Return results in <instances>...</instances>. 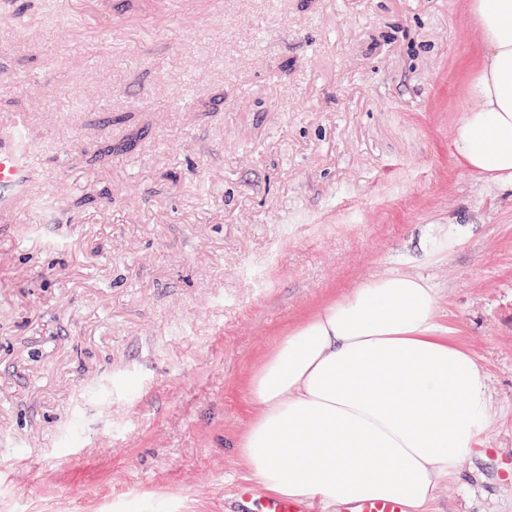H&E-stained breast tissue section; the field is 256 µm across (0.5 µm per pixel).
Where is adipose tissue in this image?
I'll use <instances>...</instances> for the list:
<instances>
[{
	"label": "adipose tissue",
	"mask_w": 512,
	"mask_h": 512,
	"mask_svg": "<svg viewBox=\"0 0 512 512\" xmlns=\"http://www.w3.org/2000/svg\"><path fill=\"white\" fill-rule=\"evenodd\" d=\"M480 39L452 155L512 188V0H467ZM422 276H376L312 312L244 379L256 405L235 442L272 495L329 506L366 495L428 512L495 415L483 366L437 319Z\"/></svg>",
	"instance_id": "ef3b65f1"
}]
</instances>
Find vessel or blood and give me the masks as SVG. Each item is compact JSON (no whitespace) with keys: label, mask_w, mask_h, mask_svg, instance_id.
<instances>
[{"label":"vessel or blood","mask_w":512,"mask_h":512,"mask_svg":"<svg viewBox=\"0 0 512 512\" xmlns=\"http://www.w3.org/2000/svg\"><path fill=\"white\" fill-rule=\"evenodd\" d=\"M26 113L11 112L0 116V223H12L18 206L38 175L35 156L25 145ZM354 512H404L397 500L361 498L353 501Z\"/></svg>","instance_id":"vessel-or-blood-1"}]
</instances>
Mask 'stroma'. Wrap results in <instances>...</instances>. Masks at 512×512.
<instances>
[{
	"mask_svg": "<svg viewBox=\"0 0 512 512\" xmlns=\"http://www.w3.org/2000/svg\"><path fill=\"white\" fill-rule=\"evenodd\" d=\"M27 2L0 10V113L29 107L41 159L0 224V512H249L245 375L402 269L495 408L432 508L512 512V190L449 148L479 52L466 0H211L108 35L90 6Z\"/></svg>",
	"mask_w": 512,
	"mask_h": 512,
	"instance_id": "35a3bbf8",
	"label": "stroma"
}]
</instances>
